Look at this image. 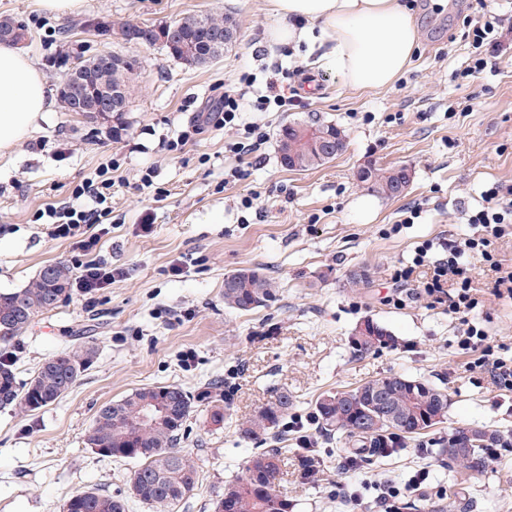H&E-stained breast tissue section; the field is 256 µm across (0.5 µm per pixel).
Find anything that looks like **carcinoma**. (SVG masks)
I'll use <instances>...</instances> for the list:
<instances>
[{
	"mask_svg": "<svg viewBox=\"0 0 512 512\" xmlns=\"http://www.w3.org/2000/svg\"><path fill=\"white\" fill-rule=\"evenodd\" d=\"M228 25L239 28L230 15L213 13L190 15L158 26L124 23L118 35L128 43L154 46L158 32L176 29L178 40L166 54L176 61L203 66L224 54L217 48L215 35H224ZM64 67L58 89L61 107L75 111L72 89L90 93L104 87L117 94L129 107L140 74V59L135 55L79 53L60 59ZM328 139L346 147V135L336 124L310 118L290 121L278 133L282 166L289 170L318 168L336 158L322 155L317 141ZM406 168L373 164L367 176L358 182L368 192L395 198V189ZM72 280L70 267L63 262L50 264V273L38 274L21 289L0 292V341L8 342L22 335L41 314L52 310L69 295ZM279 301L278 289L258 268L242 269L224 278V305L250 312L268 308ZM394 346L391 333L375 323L373 333L351 343L352 354L362 358L383 348ZM90 362L87 351L61 352L45 360L26 384L24 392L16 386L10 364L0 363V407L19 404L33 411L47 406L71 389ZM376 393L387 394L396 410V421L387 419L379 407L368 408ZM231 395L222 383L212 381L197 394L177 385L144 387L125 398L103 406L86 434V443L98 454L115 459H131L138 463L130 481V497L157 512H173V508L189 497L200 481V467L190 452L179 447L182 430L195 408L206 406L212 424L220 426L231 419L228 413ZM155 404L164 412L146 428L135 425L140 410ZM294 406L288 392L277 393L275 402L252 417L235 424L239 435L247 440H272L276 448H261L249 457L245 475L224 483V491L212 503L213 512H293L295 504L276 489L280 463L288 449L280 447L287 441L284 420ZM448 414V392L428 380L405 374L389 373L369 380L352 391L327 393L314 403L313 425L330 441L336 442V454L343 462L356 466L383 463L391 451L404 448L410 441H419L431 427L444 422ZM486 445L471 455H459L442 440L436 454L448 467L467 475H479L489 462L488 449L508 448L512 441L497 430H486ZM299 481L315 485L321 481L327 459L315 449H298ZM459 504L444 498H424L421 504L396 499L394 512H454ZM63 512H128L126 501L99 491H84L71 496Z\"/></svg>",
	"mask_w": 512,
	"mask_h": 512,
	"instance_id": "1",
	"label": "carcinoma"
}]
</instances>
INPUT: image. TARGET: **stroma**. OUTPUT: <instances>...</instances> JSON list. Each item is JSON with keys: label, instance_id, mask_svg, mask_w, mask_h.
I'll use <instances>...</instances> for the list:
<instances>
[{"label": "stroma", "instance_id": "35a3bbf8", "mask_svg": "<svg viewBox=\"0 0 512 512\" xmlns=\"http://www.w3.org/2000/svg\"><path fill=\"white\" fill-rule=\"evenodd\" d=\"M408 2L419 31L408 67L390 86L361 91L315 66L321 47L295 52L271 43L265 0H81L76 13L61 16L42 9L41 0H0V17L26 25L23 50L49 93L61 80L55 58L84 45L141 61L138 89L119 120L120 138L107 139L109 121L57 106L0 155V292L27 286L44 265L72 260L70 244L51 240L47 225L35 222L38 208L70 201L74 185L112 153L122 157L126 180L114 188L112 227L100 242L101 256L123 277L90 299L70 292L22 336L0 343L16 363L21 387L55 354L91 352L76 384L54 403L34 411L0 408V512H62L68 497L86 490L126 495L136 461L99 455L86 434L104 405L153 385L196 393L210 381L229 380L236 420L256 414L278 392L292 393L299 399L288 415L293 432L320 395L402 373L448 390L447 419L429 443L464 424L512 434V391L466 372L457 350L458 316L418 297L421 273L398 288L392 280L422 243L471 235L467 219L489 185H512V31L503 33L479 78L463 75L470 22L486 9L512 16V0ZM206 12L232 15L239 34L232 49L205 67L185 66L158 46L98 34L102 26L157 25ZM69 23L75 29L67 36L62 29ZM49 30L56 38L50 46L44 42ZM283 69L291 73L285 86L302 103L286 112L243 113L269 135L247 179L224 181L240 162L227 148L234 131L210 129L173 156L163 150L207 104L214 85L236 83L245 72L262 84ZM312 116L344 129L347 147L318 168L286 169L277 129ZM203 155L209 158L204 165ZM369 163L406 166L412 174L407 191L384 198L364 190L355 174ZM149 167L168 193L163 201L129 187ZM246 197L252 208L242 207ZM409 207L420 216L406 224ZM175 264L181 275H172ZM247 268L272 280L276 304L245 313L225 307V277ZM361 272L367 286L351 288V276ZM472 275L478 322L495 342L512 346V302L492 296L490 272L477 268ZM366 318L387 328L396 345L356 359L349 340ZM181 445L197 461L201 479L175 512H212L225 481L243 476L254 444L198 410ZM422 468L430 471L425 495L455 490L473 498L471 512H512V447L475 477L449 473L412 444L378 467L332 466L315 485L300 483L291 458L277 489L293 501L294 512H379L370 495L350 506V493L403 485Z\"/></svg>", "mask_w": 512, "mask_h": 512}]
</instances>
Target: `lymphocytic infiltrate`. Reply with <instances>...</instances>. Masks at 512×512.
<instances>
[{
	"label": "lymphocytic infiltrate",
	"instance_id": "lymphocytic-infiltrate-1",
	"mask_svg": "<svg viewBox=\"0 0 512 512\" xmlns=\"http://www.w3.org/2000/svg\"><path fill=\"white\" fill-rule=\"evenodd\" d=\"M503 27L500 16L490 14L477 21L472 28L473 53L465 74L474 77L481 74L488 60L499 49L498 34ZM296 96L281 92L277 81L270 80L264 89L254 87V81L242 77L236 87L218 85L209 105L189 122L177 139L166 145L168 152L181 153L183 148L200 138L208 127L233 128L240 131V141L231 144V151L251 155L258 152L267 141L263 126L243 122L244 111H268L297 105ZM121 167L120 158H111L90 176L84 177L72 189V202L49 204L36 212V220L49 226V236L54 240L70 242L73 261L80 270L74 286L79 292L90 295L111 285L117 272L99 256L101 236L95 226L112 221V189L116 185L114 174ZM483 207L472 212L468 221L476 225L474 235L449 247L444 258L431 256L430 244H422L415 250L410 266L394 275L395 281L411 277L416 268H426L422 283L424 293L434 302L447 305L453 315L469 314L478 304L469 276V261L480 258L495 273L493 292L498 298L512 299V267L503 266L492 247L494 240L512 232V186L492 184L482 193ZM457 348L467 355V368L471 373L488 375L497 385L512 390V357L502 353L501 345L493 343L479 324L467 323L457 338Z\"/></svg>",
	"mask_w": 512,
	"mask_h": 512
}]
</instances>
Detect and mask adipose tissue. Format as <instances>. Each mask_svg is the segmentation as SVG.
<instances>
[{
	"label": "adipose tissue",
	"instance_id": "1",
	"mask_svg": "<svg viewBox=\"0 0 512 512\" xmlns=\"http://www.w3.org/2000/svg\"><path fill=\"white\" fill-rule=\"evenodd\" d=\"M266 12L272 42L294 50L323 45L319 67L357 90L392 84L419 41L405 0H267ZM50 106L32 59L0 43V150L24 140Z\"/></svg>",
	"mask_w": 512,
	"mask_h": 512
}]
</instances>
